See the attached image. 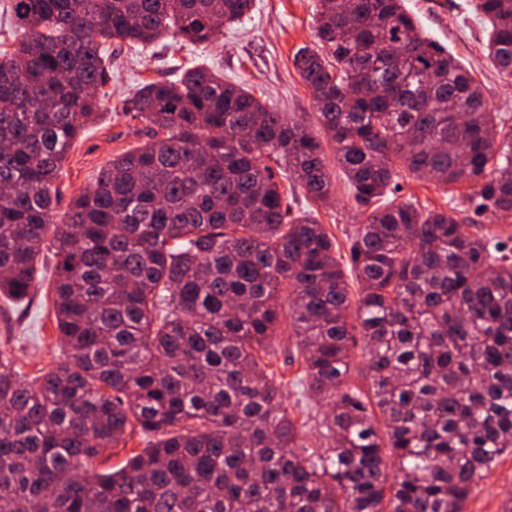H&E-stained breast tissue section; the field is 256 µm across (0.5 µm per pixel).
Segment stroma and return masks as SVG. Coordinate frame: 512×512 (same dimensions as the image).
I'll return each instance as SVG.
<instances>
[{
	"instance_id": "35a3bbf8",
	"label": "stroma",
	"mask_w": 512,
	"mask_h": 512,
	"mask_svg": "<svg viewBox=\"0 0 512 512\" xmlns=\"http://www.w3.org/2000/svg\"><path fill=\"white\" fill-rule=\"evenodd\" d=\"M317 3L318 0H254L243 23L225 28L215 43L205 47L171 34L146 46L113 48L111 100L119 102L147 81L175 79L176 65L202 63L222 74L225 81L257 90L268 106L284 118L320 133L311 93L294 63L299 49L317 46ZM405 7L424 33L447 47L470 71L482 86L491 110L498 112L503 123L512 126V79L500 74L487 58L485 26L473 9L472 0H406ZM146 128L141 119L112 111L82 134L56 180L59 204L55 220L66 216L71 200L91 187L109 160L144 142ZM323 147L334 188L332 203L318 205L301 188L295 190L288 202L292 209L312 212L344 254L350 236L365 218V209L345 188L333 142L324 141ZM401 186L400 201L414 203L421 209L464 208L468 192L464 184L441 188L408 176L403 177ZM55 265L52 252H44L30 301L17 304L0 297V349L11 352L28 380L51 367L60 355L54 311ZM292 343V337L282 336L269 352L276 369L289 381L288 411L302 422L307 414L316 413L317 407L304 396L296 381L297 365L287 359L285 348ZM511 497L512 448L499 456L488 476L475 487L465 512H502L503 502Z\"/></svg>"
}]
</instances>
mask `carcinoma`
Returning <instances> with one entry per match:
<instances>
[{"label": "carcinoma", "mask_w": 512, "mask_h": 512, "mask_svg": "<svg viewBox=\"0 0 512 512\" xmlns=\"http://www.w3.org/2000/svg\"><path fill=\"white\" fill-rule=\"evenodd\" d=\"M253 0H11L0 55V295L57 258L64 359L31 383L0 351V512H464L512 448V127L403 0H319L296 67L355 201L351 295L324 225L266 157L333 197L321 139L205 67L122 100L148 124L53 221L68 154L106 106L107 46L210 44ZM512 78V0H476ZM469 184L464 211L389 195L402 174ZM289 291L288 311L279 298ZM287 327H282V324ZM368 391L349 382L353 329ZM286 330L325 407L317 445L262 354ZM149 448L111 473L102 449ZM11 0H0V49H10L18 32L7 5Z\"/></svg>", "instance_id": "1"}]
</instances>
